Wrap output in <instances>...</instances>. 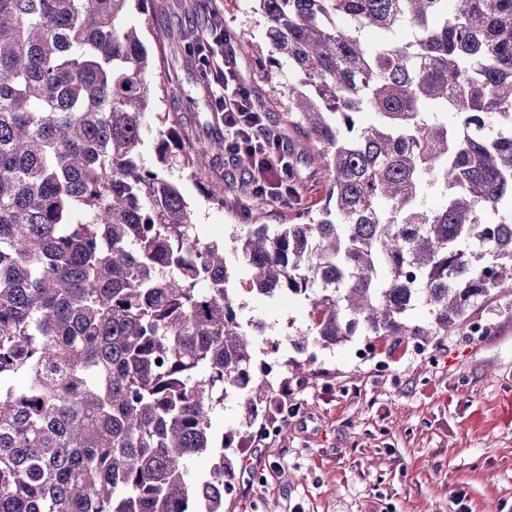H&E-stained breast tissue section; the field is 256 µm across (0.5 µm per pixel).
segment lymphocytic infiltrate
Here are the masks:
<instances>
[{
	"label": "lymphocytic infiltrate",
	"instance_id": "1",
	"mask_svg": "<svg viewBox=\"0 0 512 512\" xmlns=\"http://www.w3.org/2000/svg\"><path fill=\"white\" fill-rule=\"evenodd\" d=\"M229 41L224 16L215 11L193 49L201 76L212 92L214 110L224 123V153L230 163L242 167L253 193L287 201L294 191L288 148L269 126L265 114L254 110L252 91L238 79L235 62L224 50ZM298 413L291 382H281L264 411L262 425L248 441L250 452L242 461L245 471L261 465L262 451L270 445L268 425L286 423Z\"/></svg>",
	"mask_w": 512,
	"mask_h": 512
}]
</instances>
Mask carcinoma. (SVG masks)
I'll return each instance as SVG.
<instances>
[{"label": "carcinoma", "mask_w": 512, "mask_h": 512, "mask_svg": "<svg viewBox=\"0 0 512 512\" xmlns=\"http://www.w3.org/2000/svg\"><path fill=\"white\" fill-rule=\"evenodd\" d=\"M252 2L265 40L238 44L287 94L328 192L320 218L250 224L227 248L201 242L166 177L224 139L196 149L159 110L124 23L147 0H0V512H224L236 472L212 416L243 401L246 441L274 396L230 255L250 288L307 301L298 349L351 320L427 346L512 292V0Z\"/></svg>", "instance_id": "1"}]
</instances>
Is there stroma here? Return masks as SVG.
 I'll use <instances>...</instances> for the list:
<instances>
[{
  "label": "stroma",
  "mask_w": 512,
  "mask_h": 512,
  "mask_svg": "<svg viewBox=\"0 0 512 512\" xmlns=\"http://www.w3.org/2000/svg\"><path fill=\"white\" fill-rule=\"evenodd\" d=\"M147 7L148 15L134 10L129 21L155 20L142 38L161 63V107L177 113L186 139L204 146L223 134L224 124L183 32L204 30L216 10L229 31L257 36L258 18L250 0H148ZM241 181L240 171L220 158L198 177H177L203 242L224 244L244 225L293 217L276 202L261 213L246 212ZM216 184L224 187L220 205L209 198ZM242 299V320L268 326L254 339L255 367L269 370L272 384L280 385L305 359L290 339L310 325V308L294 296L275 304L252 293ZM473 315L491 320L494 333L474 341L458 328L434 365L410 351L394 357L379 350L377 358L392 368L381 377L370 363L354 361L353 341L317 346L298 416L278 428L267 469L251 476L264 482L262 494L249 501L233 496L224 512H451L460 493L471 512H512V292L491 293ZM245 412L239 399L229 398L212 420L214 437L236 463L244 455L238 432Z\"/></svg>",
  "instance_id": "1"
}]
</instances>
